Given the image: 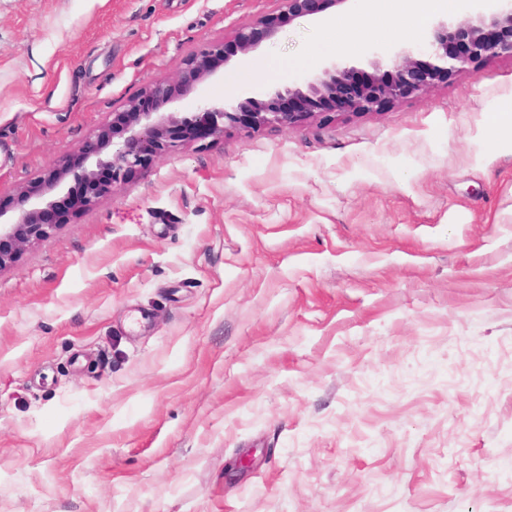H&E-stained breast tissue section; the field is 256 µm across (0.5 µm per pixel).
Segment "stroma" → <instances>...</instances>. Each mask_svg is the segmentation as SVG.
I'll list each match as a JSON object with an SVG mask.
<instances>
[{"instance_id":"obj_1","label":"stroma","mask_w":512,"mask_h":512,"mask_svg":"<svg viewBox=\"0 0 512 512\" xmlns=\"http://www.w3.org/2000/svg\"><path fill=\"white\" fill-rule=\"evenodd\" d=\"M273 0H0V214ZM295 20L202 88L369 68ZM512 59L188 140L0 269V512H512ZM254 462L230 469L242 454Z\"/></svg>"}]
</instances>
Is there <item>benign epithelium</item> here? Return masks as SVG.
Masks as SVG:
<instances>
[{
  "instance_id": "benign-epithelium-1",
  "label": "benign epithelium",
  "mask_w": 512,
  "mask_h": 512,
  "mask_svg": "<svg viewBox=\"0 0 512 512\" xmlns=\"http://www.w3.org/2000/svg\"><path fill=\"white\" fill-rule=\"evenodd\" d=\"M273 2V12L240 26L230 40L188 57L174 77L146 84L141 97L127 101L114 113L112 131L98 136V146L90 152L94 159L81 166L79 173L73 175L69 167L61 166L43 184L23 189L18 219L0 222V269L15 263L26 247L47 239L57 228V201L48 195L65 187L71 175L74 185L65 187V196L71 198L70 210L76 214L143 170L150 159L188 138L217 139L229 127L290 131L323 114L377 113L404 100L425 97L454 73L475 70L503 56L512 58V0H470L468 18L455 26L438 23L431 40L385 64L373 61L370 72L334 64L299 85L278 88L265 99L249 97L230 107L200 95L198 87L215 77L232 57L254 52L298 18L348 0ZM188 97L194 99V111L170 108Z\"/></svg>"
}]
</instances>
